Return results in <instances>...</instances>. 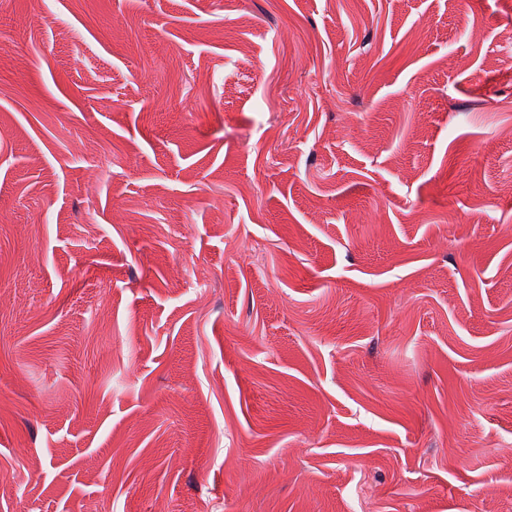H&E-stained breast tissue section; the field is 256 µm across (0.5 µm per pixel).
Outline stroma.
<instances>
[{"instance_id": "35a3bbf8", "label": "stroma", "mask_w": 512, "mask_h": 512, "mask_svg": "<svg viewBox=\"0 0 512 512\" xmlns=\"http://www.w3.org/2000/svg\"><path fill=\"white\" fill-rule=\"evenodd\" d=\"M0 512H512V0H0Z\"/></svg>"}]
</instances>
